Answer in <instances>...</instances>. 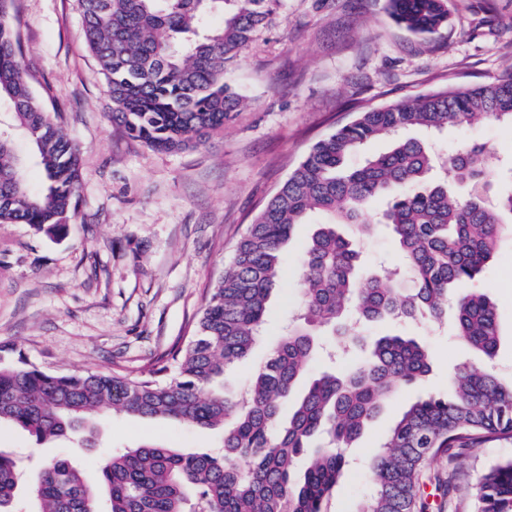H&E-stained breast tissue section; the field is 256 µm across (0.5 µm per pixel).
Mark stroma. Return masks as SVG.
Wrapping results in <instances>:
<instances>
[{
	"mask_svg": "<svg viewBox=\"0 0 512 512\" xmlns=\"http://www.w3.org/2000/svg\"><path fill=\"white\" fill-rule=\"evenodd\" d=\"M447 27L436 37L408 32L385 0H276L274 22L226 69L224 79L245 105L222 132L195 147L156 151L112 124V99L82 33L78 0H12L10 14L24 49L28 82L45 110L77 145L82 179L77 206L51 231L0 224V361H26L43 371L100 370L136 375L170 363L196 322L205 288L224 272L258 207L309 148L350 121L357 103L375 107L449 85L489 83L512 72V0H449ZM444 158L468 144L493 155V190L512 166V124L451 127L431 135ZM320 215L299 225L286 250L282 283L267 305L250 354L230 371L239 392L271 342L297 317L296 257ZM471 289L495 305L499 347L493 360L512 377V239L504 238ZM432 353L421 387L397 393L348 448L352 465L330 512H353L370 489L367 464L402 409L421 390L449 392L448 376L479 357L451 325H405ZM219 430L118 413L96 421L91 445L36 442L0 425V449L26 461L29 485L37 459L68 457L82 471L111 449L147 441L184 452H216ZM512 458L499 441L429 473L457 468L443 495L423 482L427 512H469L477 482Z\"/></svg>",
	"mask_w": 512,
	"mask_h": 512,
	"instance_id": "35a3bbf8",
	"label": "stroma"
}]
</instances>
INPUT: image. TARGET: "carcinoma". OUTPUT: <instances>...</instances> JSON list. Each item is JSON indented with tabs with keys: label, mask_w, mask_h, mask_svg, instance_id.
<instances>
[{
	"label": "carcinoma",
	"mask_w": 512,
	"mask_h": 512,
	"mask_svg": "<svg viewBox=\"0 0 512 512\" xmlns=\"http://www.w3.org/2000/svg\"><path fill=\"white\" fill-rule=\"evenodd\" d=\"M0 0V98L12 107L0 132V224H60L75 208L80 157L32 92L19 37ZM274 0H79L82 31L112 97V124L154 150H181L224 130L243 103L224 70L272 20ZM408 31L435 35L448 25L447 0H387ZM223 23L211 24L214 15ZM512 122V75L447 86L380 107L314 143L252 218L173 367L135 377L118 373H47L21 362L0 365V423L36 441L92 435L93 416L126 413L189 426L224 428L223 451L185 453L145 442L108 451L87 480L66 458L38 469L19 494L17 462L0 451V512H327L352 446L385 402L420 384L431 353L414 336L368 337L386 319L440 325L484 357L448 376L451 395H420L386 434L369 465L371 490L354 512H426L420 476L451 448L512 439V381L495 372L493 303L464 284L478 279L512 217V184L488 198L491 154L474 144L445 161L403 130ZM26 137L45 187L29 191ZM392 136L391 149L348 165L368 141ZM385 202L381 225L403 266L368 271L362 242L377 225L363 220ZM313 213L326 216L299 267L302 324L276 339L243 396L216 379L245 358L260 335L278 288L285 246ZM329 331L365 342L369 354L345 371L308 376ZM310 377L308 382L303 378ZM472 512H512V459L479 480Z\"/></svg>",
	"instance_id": "obj_1"
}]
</instances>
